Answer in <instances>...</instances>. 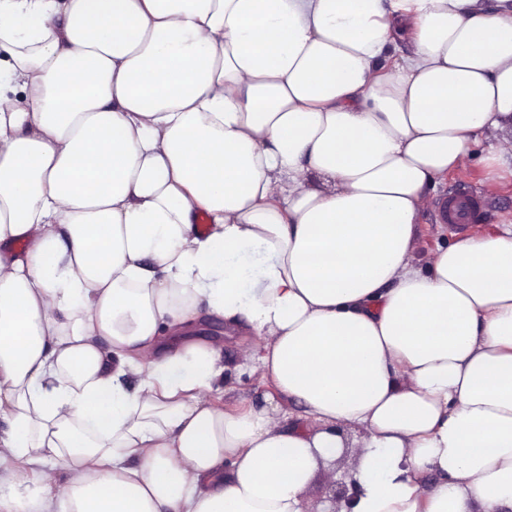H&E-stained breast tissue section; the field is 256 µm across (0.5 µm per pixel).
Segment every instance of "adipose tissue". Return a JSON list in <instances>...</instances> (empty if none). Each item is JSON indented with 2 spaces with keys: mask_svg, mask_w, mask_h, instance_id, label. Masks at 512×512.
<instances>
[{
  "mask_svg": "<svg viewBox=\"0 0 512 512\" xmlns=\"http://www.w3.org/2000/svg\"><path fill=\"white\" fill-rule=\"evenodd\" d=\"M504 131L512 0H0V512H308L347 447L352 512H512V224L416 255ZM199 335L211 341L217 340L221 345L224 375L231 382L233 390L224 394L220 404L226 408L247 401L257 404L258 400H263L265 393L270 390L269 384L249 372L237 369L241 362L245 332L227 328L223 318L205 316Z\"/></svg>",
  "mask_w": 512,
  "mask_h": 512,
  "instance_id": "obj_1",
  "label": "adipose tissue"
}]
</instances>
